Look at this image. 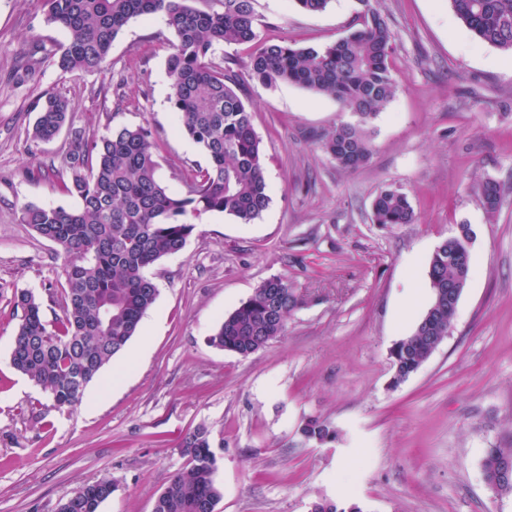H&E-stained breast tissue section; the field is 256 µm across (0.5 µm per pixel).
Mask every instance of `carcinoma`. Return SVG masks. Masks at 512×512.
<instances>
[{"instance_id":"carcinoma-1","label":"carcinoma","mask_w":512,"mask_h":512,"mask_svg":"<svg viewBox=\"0 0 512 512\" xmlns=\"http://www.w3.org/2000/svg\"><path fill=\"white\" fill-rule=\"evenodd\" d=\"M192 0H41L48 23L68 34L58 68L63 73L91 72L105 64L112 44L130 20L161 15L175 35L166 60L172 81V108L180 131L197 144L207 165L191 171L181 195L156 178L158 146L142 126L120 127L107 134H74L69 175L62 191L78 207L20 204L21 223L55 243L64 254L63 282L50 300L62 309L52 325L42 305L23 290L15 296L22 311L10 352L11 367L45 393L59 410L75 406L85 388L118 357L139 331L154 305L158 288L149 269L182 251L209 212L242 223L259 218L269 204L265 156L253 116L237 93L231 70L213 63L225 44L258 38L255 0H216L219 7L199 9ZM457 17L480 41L512 52V0H450ZM393 34L378 0H357L346 36L323 47H298L286 40L265 43L248 62L249 77L266 86L298 85L335 99L352 120L321 139V148L338 166L355 171L370 160L366 126L394 97ZM69 101L51 94L37 105L28 138L52 140L70 121ZM487 212L503 203L500 182L478 186ZM373 222L412 224L416 219L406 193L381 190L372 202ZM470 251L447 238L435 248L428 279L430 305L415 329L389 350L398 385L416 373L448 336L457 312L460 287L469 276ZM304 298L288 280L263 281L246 301L224 316L210 336L212 345L245 357L281 336L288 313ZM307 440L329 443L336 433L312 419L301 430ZM186 471L175 474L156 497L153 512H214L221 498L216 484L218 457L210 432L198 426L181 442ZM488 489L512 494V448L486 450L482 462ZM112 481L93 483L101 501L89 502L76 490L59 512H100ZM312 512H362L355 503L319 502Z\"/></svg>"}]
</instances>
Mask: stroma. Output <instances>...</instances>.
<instances>
[{"mask_svg":"<svg viewBox=\"0 0 512 512\" xmlns=\"http://www.w3.org/2000/svg\"><path fill=\"white\" fill-rule=\"evenodd\" d=\"M356 0L309 13L293 0H256L260 41L324 46L346 34ZM394 35V98L369 123L372 155L354 172L319 139L348 115L294 84L247 72L255 45H224L266 158L270 203L244 224L201 216L185 248L155 264V304L123 354L74 408L58 411L9 365L21 317L16 291L49 301L60 287L58 247L20 221L19 203L76 207L60 185L75 132L148 127L158 180L185 190L207 163L178 131L166 60L175 40L160 16L131 20L102 70L62 73L64 30L38 0H0V512H57L80 485L116 490L101 512H152L188 468L186 433L205 426L219 458L215 512H309L326 499L363 512H512L486 486L487 448L512 445V54L479 42L450 0H382ZM66 97L71 121L51 142L27 137L36 104ZM504 187L489 214L480 182ZM405 192L412 224L372 221L381 190ZM471 225L470 273L449 335L392 385L389 349L430 304L431 256ZM283 277L304 307L283 336L247 357L212 346L224 315L265 280ZM422 299L405 311L402 297ZM316 418L326 444L300 433Z\"/></svg>","mask_w":512,"mask_h":512,"instance_id":"1","label":"stroma"}]
</instances>
